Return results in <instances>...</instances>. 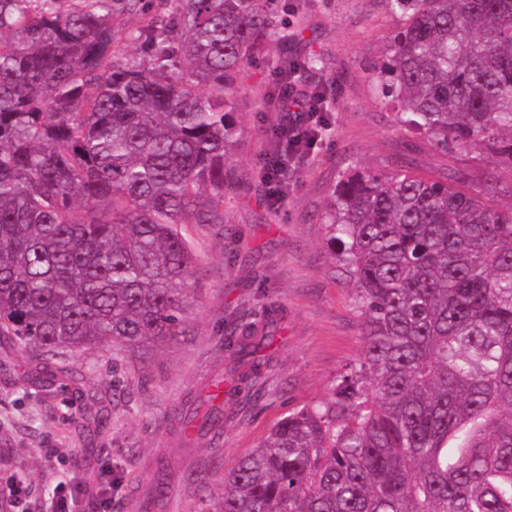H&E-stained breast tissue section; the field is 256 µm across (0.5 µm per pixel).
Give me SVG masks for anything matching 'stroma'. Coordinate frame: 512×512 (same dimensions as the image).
Instances as JSON below:
<instances>
[{
    "mask_svg": "<svg viewBox=\"0 0 512 512\" xmlns=\"http://www.w3.org/2000/svg\"><path fill=\"white\" fill-rule=\"evenodd\" d=\"M275 15L302 29L297 53L327 58L331 126L288 175L281 206L267 200L262 158L280 120L278 52L266 47L231 96L237 126L224 188V221L182 229L205 271L194 285L189 333L157 350L150 368L137 353L104 347L63 352L76 382L39 388L33 362L0 336V512H40L54 487L100 491L85 512H212L224 475L258 448L289 411L332 393L361 352L354 288L327 243L323 212L331 187L351 168L425 177L456 171L478 184L512 183V169L475 145L452 152L400 127L377 94L374 67L398 26L385 0H273ZM282 312L273 358L240 393L225 399L218 434L184 443L178 419L207 379L233 371L225 347L246 325ZM170 470L156 496L158 458Z\"/></svg>",
    "mask_w": 512,
    "mask_h": 512,
    "instance_id": "obj_1",
    "label": "stroma"
}]
</instances>
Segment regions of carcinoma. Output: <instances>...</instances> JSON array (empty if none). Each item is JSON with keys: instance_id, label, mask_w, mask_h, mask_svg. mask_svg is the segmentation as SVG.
Wrapping results in <instances>:
<instances>
[{"instance_id": "obj_1", "label": "carcinoma", "mask_w": 512, "mask_h": 512, "mask_svg": "<svg viewBox=\"0 0 512 512\" xmlns=\"http://www.w3.org/2000/svg\"><path fill=\"white\" fill-rule=\"evenodd\" d=\"M267 0H0V336L47 356L143 355L187 335L198 261L185 224L224 223L236 128L224 92L272 42ZM400 25L382 104L448 151L512 168V0H386ZM134 25L114 30V19ZM140 44L148 59L129 62ZM400 169H351L326 205L362 353L224 476L215 512H512V202ZM276 311L228 341L267 365ZM198 437L224 398L198 397Z\"/></svg>"}]
</instances>
